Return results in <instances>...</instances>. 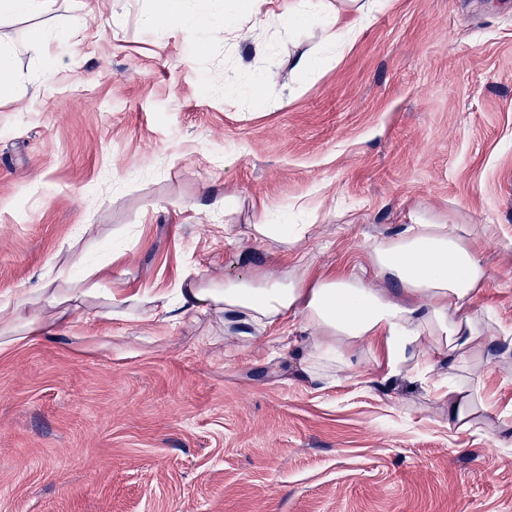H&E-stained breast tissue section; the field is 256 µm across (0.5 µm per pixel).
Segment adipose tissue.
Listing matches in <instances>:
<instances>
[{"label":"adipose tissue","mask_w":512,"mask_h":512,"mask_svg":"<svg viewBox=\"0 0 512 512\" xmlns=\"http://www.w3.org/2000/svg\"><path fill=\"white\" fill-rule=\"evenodd\" d=\"M248 18H278L283 35L296 24L318 18V0H239ZM371 267L381 280L403 287L398 296L369 287L351 271L312 268L267 273L263 286L253 281L188 284L175 293L115 296L110 315L128 319L143 308L177 320L192 312L214 310L224 315L225 338L237 339L239 324L264 331L288 328L301 351V370L310 381L334 383L336 371L351 367L359 347H368L382 380L420 376L441 363L457 366L480 362L493 333L512 334V325L478 307L483 288L494 273L476 240L465 238L457 224H408L393 239L368 248ZM448 400V424L472 429L477 415L492 409L481 387L464 377L438 385Z\"/></svg>","instance_id":"1"}]
</instances>
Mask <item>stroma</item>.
Masks as SVG:
<instances>
[{"label": "stroma", "mask_w": 512, "mask_h": 512, "mask_svg": "<svg viewBox=\"0 0 512 512\" xmlns=\"http://www.w3.org/2000/svg\"><path fill=\"white\" fill-rule=\"evenodd\" d=\"M329 4L355 27L343 53L225 0H186L200 30L148 24L165 0L0 10V298L109 270L64 303L70 334L20 326L0 350V512H512V437L449 428L447 366L384 382L363 348L322 389L275 332L233 347L212 311L107 316L188 276L371 282L369 245L417 222L492 225L478 305L512 323V0H383L363 22ZM262 219L304 234L225 240ZM511 347L454 372L507 412Z\"/></svg>", "instance_id": "1"}]
</instances>
